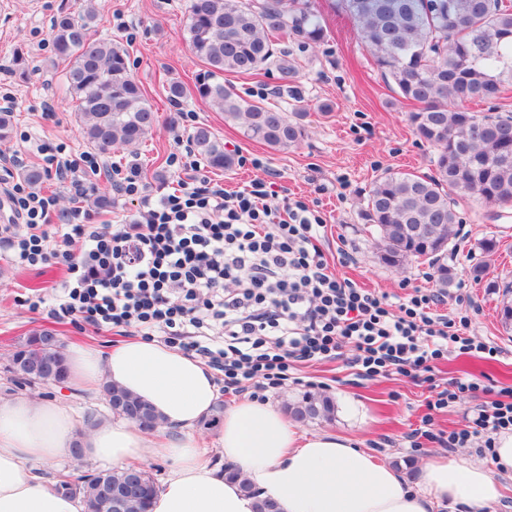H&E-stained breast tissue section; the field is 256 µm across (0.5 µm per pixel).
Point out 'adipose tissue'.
<instances>
[{
  "label": "adipose tissue",
  "instance_id": "adipose-tissue-1",
  "mask_svg": "<svg viewBox=\"0 0 512 512\" xmlns=\"http://www.w3.org/2000/svg\"><path fill=\"white\" fill-rule=\"evenodd\" d=\"M64 357L69 386L90 391L115 384L148 403L171 433L154 439L136 424L103 422L80 438L59 402L0 396V512H83L79 496L57 491L42 474L69 455L76 440L97 464L170 461L150 512H256L261 496L280 512H434L442 505L497 502L502 478L512 479L510 431L496 439L493 466L429 456L412 486L351 439L305 434L277 407L245 398L226 407L219 433L225 460L240 474L230 480L206 461L195 433L217 398L213 373L200 359L141 337L105 350L73 345ZM245 482L251 492L242 490Z\"/></svg>",
  "mask_w": 512,
  "mask_h": 512
}]
</instances>
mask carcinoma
Returning <instances> with one entry per match:
<instances>
[{
	"mask_svg": "<svg viewBox=\"0 0 512 512\" xmlns=\"http://www.w3.org/2000/svg\"><path fill=\"white\" fill-rule=\"evenodd\" d=\"M359 23L361 38L376 66L389 76L399 95L415 106L407 120L420 141L434 151L433 174L385 171L373 182L363 213L366 231L376 237L383 263L402 268L426 260L439 287L452 279L446 258L459 235L462 219L456 210L474 198L489 207H512V115L469 112L465 101L503 98L512 85V0H346ZM96 0H85L78 13L60 12L52 21L55 56L67 62L64 72L75 112L87 143L102 154L140 145L152 132L157 116L143 89L131 75L124 48L96 36ZM296 32L314 44L325 37L324 26L308 0H189V45L206 69L195 76L192 92L224 113L243 135L274 150H285L304 135L302 112L255 104L235 87L218 81L226 72L255 74L277 64L284 77L294 74L286 53L275 57L272 38ZM208 167L230 171L235 157L208 128L188 135ZM440 225L447 236L426 241L406 235L411 225ZM37 330L13 354L21 373L45 365L66 379L61 348L47 345ZM115 392L137 410L112 413L140 428L161 425L154 411L112 384ZM297 423L330 420L333 399L306 391L287 405ZM138 476H133V473ZM135 477L138 509L148 512L156 483L142 468L102 470L74 482L60 479V488L80 494L85 512H105L100 487Z\"/></svg>",
	"mask_w": 512,
	"mask_h": 512,
	"instance_id": "obj_1",
	"label": "carcinoma"
}]
</instances>
